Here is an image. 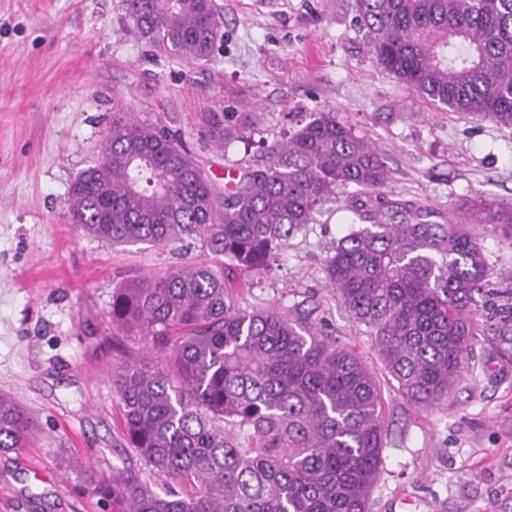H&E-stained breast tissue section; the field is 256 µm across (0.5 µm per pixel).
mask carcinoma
<instances>
[{
	"mask_svg": "<svg viewBox=\"0 0 512 512\" xmlns=\"http://www.w3.org/2000/svg\"><path fill=\"white\" fill-rule=\"evenodd\" d=\"M124 8L128 31L188 61L209 60L223 38L214 0ZM355 12L384 72L437 109L512 129V0H355ZM201 120L219 149L260 125L255 112ZM389 179L333 111L273 141L265 165L228 191L162 122L112 115L100 159L71 183L74 229L123 246L194 240L206 252L112 292V328L146 350L111 370L140 461L92 481L112 512H368L385 439L377 380L304 319L238 307L229 280L267 270L337 190L359 187L352 208L369 226L337 243L327 281L403 396L447 402L474 358L472 306L489 268L453 219L435 224L424 206L385 200ZM36 431L0 396V451L30 447ZM146 470L174 485L157 491Z\"/></svg>",
	"mask_w": 512,
	"mask_h": 512,
	"instance_id": "obj_1",
	"label": "carcinoma"
}]
</instances>
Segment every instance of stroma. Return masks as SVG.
I'll return each instance as SVG.
<instances>
[{"label":"stroma","mask_w":512,"mask_h":512,"mask_svg":"<svg viewBox=\"0 0 512 512\" xmlns=\"http://www.w3.org/2000/svg\"><path fill=\"white\" fill-rule=\"evenodd\" d=\"M215 2L224 38L193 63L126 33L122 0H0V394L39 424L33 447L0 452V512H108L90 476L137 462L108 374L129 344L109 322L112 292L204 257L197 241L115 246L73 228L69 187L100 158L113 113L163 120L220 184L264 157L215 148L200 113H258L270 142L335 111L389 168L383 195L428 207L437 224L466 222L489 289L512 298V228L470 211L512 203V130L435 109L382 72L354 0ZM349 201L325 204L234 298L309 317L377 379L385 448L371 512H512V302L474 308L473 369L447 404L407 402L326 283L337 241L362 226Z\"/></svg>","instance_id":"stroma-1"}]
</instances>
